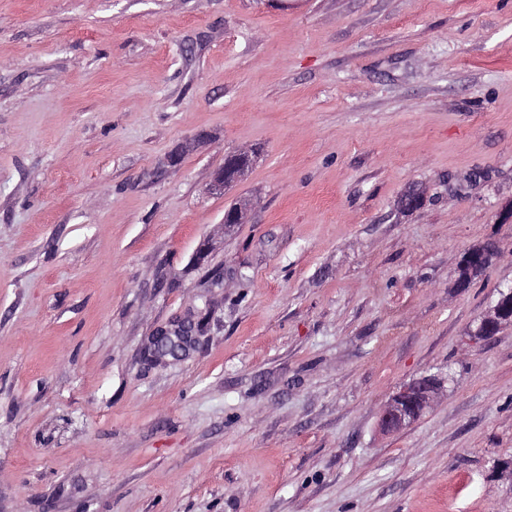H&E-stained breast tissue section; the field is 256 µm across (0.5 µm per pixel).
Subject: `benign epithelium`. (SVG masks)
<instances>
[{"label": "benign epithelium", "instance_id": "1", "mask_svg": "<svg viewBox=\"0 0 512 512\" xmlns=\"http://www.w3.org/2000/svg\"><path fill=\"white\" fill-rule=\"evenodd\" d=\"M254 151L244 148L236 151L232 159L237 165L221 168L215 177V186L219 189L224 185L242 177L247 166L252 162ZM512 325V299L505 296L499 299L491 309L481 318L473 338L485 340L496 335L502 326ZM167 327H160L151 336L146 345L145 354L149 359H158L164 346L169 342ZM441 384L428 376L413 379L403 384L398 391L384 404L379 414V429L387 434L397 433L413 422L428 410L442 394Z\"/></svg>", "mask_w": 512, "mask_h": 512}]
</instances>
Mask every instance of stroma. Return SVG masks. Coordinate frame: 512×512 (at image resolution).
Segmentation results:
<instances>
[{"mask_svg":"<svg viewBox=\"0 0 512 512\" xmlns=\"http://www.w3.org/2000/svg\"><path fill=\"white\" fill-rule=\"evenodd\" d=\"M508 208L512 0H0V512H512ZM254 151L249 148H244L236 151L234 155H231L233 160L237 161V165L228 166L221 168L215 177V186L218 189H224V185L228 184L232 180H237L242 177L243 172L247 166L252 162ZM512 325V301L509 295L499 299L481 318L473 333L475 340H485L495 336L502 326ZM441 384L423 376L403 384L384 404L379 414V429L397 433L432 408L443 392Z\"/></svg>","mask_w":512,"mask_h":512,"instance_id":"stroma-1","label":"stroma"}]
</instances>
